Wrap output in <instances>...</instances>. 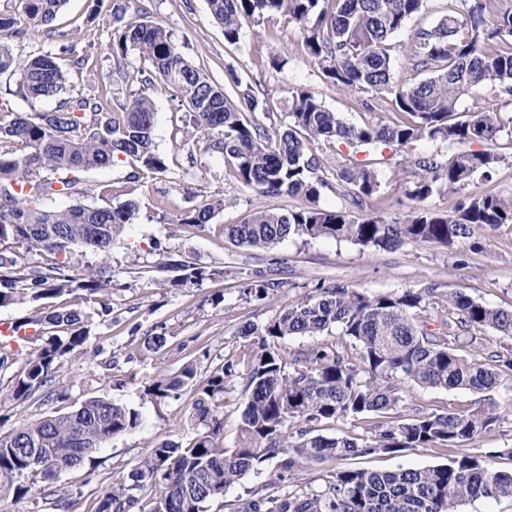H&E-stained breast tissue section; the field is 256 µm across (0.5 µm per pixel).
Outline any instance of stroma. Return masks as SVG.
<instances>
[{
    "mask_svg": "<svg viewBox=\"0 0 512 512\" xmlns=\"http://www.w3.org/2000/svg\"><path fill=\"white\" fill-rule=\"evenodd\" d=\"M92 0H67L53 23L69 34L78 50L90 60L74 79L75 92L110 83L113 100L130 98L132 86L110 81L114 18L130 19L149 13L183 45L187 57L203 66L217 83L227 80L226 65L258 82L274 112L283 120L288 110L289 89L304 83L314 89L325 105L342 113L354 124L373 120L372 112L356 102V96L324 82L317 66L301 50L299 29L287 18L275 17L243 30L238 44L224 41L223 28L215 23L206 0H105L99 16H92ZM284 66L274 69L272 59ZM157 104L155 143L168 158L163 174H134L130 159L121 157L111 168L78 173L80 201L91 206L138 202L141 216L114 240L108 257L71 246L67 260L75 266L104 267L112 281L108 306L86 303L84 326L88 340L86 355L66 359L57 378L65 401L45 403L33 398L19 404L11 401L10 372H0V434L20 425L79 406L92 397H105L138 410L143 423L136 430L114 437L101 448L91 463L61 473L57 486L77 498L73 512H88L96 493L116 482L131 483L139 462L146 458L158 437L189 441L197 431L185 423L176 401L159 402L146 395L144 387L158 373L172 374L185 363H194L208 374L225 359L235 358L244 345L236 330L243 321L266 324L288 303L311 292L316 285H345L368 293L392 292L402 288L435 287L445 292L463 291L490 306L512 309V225L505 224L481 233L485 250L470 253L466 245L455 250L441 246L404 245L393 250H375L332 239H291L263 250L240 246L224 236V227L241 221L247 211L270 206L287 209L298 199L268 197L237 186L217 151L198 146L187 149L179 129L182 113L175 102L153 91ZM382 188L367 213L385 218L404 216L409 209L405 196L409 179L401 165L389 162L379 169ZM112 188L102 196L101 186ZM221 202L205 227L169 223L176 213L213 202ZM185 261L206 273L202 283H179V270H159V262ZM285 268L284 285L270 297L259 300L241 295L238 281L260 280L269 269ZM221 304H214V297ZM58 305L54 299L26 301L0 307V325H25L32 340L16 348L15 364H23L36 350L41 326L35 318ZM165 326L167 348L158 354L145 343L157 326ZM500 405L512 404V388L503 386L491 396L461 389H432L409 386L397 413L407 417L422 410L452 407L470 411L486 399ZM454 450H408L398 454L376 452L346 460L349 468L393 471L446 464Z\"/></svg>",
    "mask_w": 512,
    "mask_h": 512,
    "instance_id": "35a3bbf8",
    "label": "stroma"
}]
</instances>
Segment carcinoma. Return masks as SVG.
<instances>
[{
  "label": "carcinoma",
  "instance_id": "carcinoma-1",
  "mask_svg": "<svg viewBox=\"0 0 512 512\" xmlns=\"http://www.w3.org/2000/svg\"><path fill=\"white\" fill-rule=\"evenodd\" d=\"M66 0H20V9L0 11V75L13 79L12 94L27 102L55 98L47 112L16 114L0 124V144L16 142L21 154L0 149V305L82 292L86 302L107 295L99 271L57 259L80 245L109 255L114 239L134 223L139 206L127 200L114 207L70 204L47 210L48 198L78 193L70 174L112 166L118 156L131 158L151 173L168 170L156 149L157 107L144 93L112 106L111 86L102 84L77 95L71 78L88 64L76 44L51 26ZM224 41L236 44L244 27L280 15L298 26L302 47L330 84L364 94L358 103L373 111L388 103L390 117L356 125L326 107L304 85L289 90L288 123L266 125L270 116L257 83L225 67L231 91L216 84L189 61L171 33L138 15L112 31L116 73L125 76L128 52L148 62L133 79L150 89L161 85L190 116L185 143L216 135L209 148L224 154L235 182L265 196L296 197L288 210L256 208L237 224L224 225V236L240 246L268 250L293 239H333L390 250L403 245H468L484 251L475 229L512 224V196L492 190L470 191L477 180L490 182L506 157L495 148L504 123L512 124V8L494 0H448L447 13L433 26L409 28L426 0H207ZM410 30L409 69L424 78L397 82L394 45ZM55 41L51 50L18 57L9 43L33 32ZM487 88V105L460 112L468 91ZM420 142L437 148L419 151ZM479 142L483 150L462 145ZM364 147L368 158L345 160L330 171L323 146ZM401 152L409 174L406 195L413 208L405 219L357 217L349 210L321 204L326 191L364 208L380 192L378 146ZM455 194L444 211L423 202L440 190ZM222 201L171 218L174 224L203 227ZM55 256L50 262L18 271L8 242ZM186 271L196 284L205 272L186 263L163 262L159 269ZM280 287L275 279L246 280L237 288L263 299ZM440 316L442 329L425 328L423 314ZM81 307H58L45 321L65 332L53 334L13 374L10 396L24 403L40 394L60 402L56 386L64 358L83 352L86 330ZM493 329L512 338V310L489 306L462 291L401 289L371 294L344 285L317 286L288 304L264 325L242 323L237 336L247 341L236 359L202 376L188 362L174 374L159 375L147 387L157 400L182 402V411L202 430L182 443L165 435L132 475L134 484L117 483L95 499L91 512H208L247 474L259 473L270 459L276 470L265 491L229 503V512H460L479 498L512 499V473L494 472L484 454L463 447L499 427V406L490 401L479 411L423 410L394 415L405 388L464 389L491 392L512 382V349L479 360L458 353L462 336ZM336 335L307 350L288 353L291 336ZM244 366L241 436L228 450L221 444L228 378ZM363 420L364 434L331 437L318 426L340 418ZM142 424L139 411L104 397L78 408L24 423L0 435V504L26 497L45 500L56 512H72L75 501L54 486L60 473L83 466L113 437ZM457 448L448 464L422 469L376 472L340 467L318 488L303 485L300 473L311 462L342 461L376 452Z\"/></svg>",
  "mask_w": 512,
  "mask_h": 512
}]
</instances>
